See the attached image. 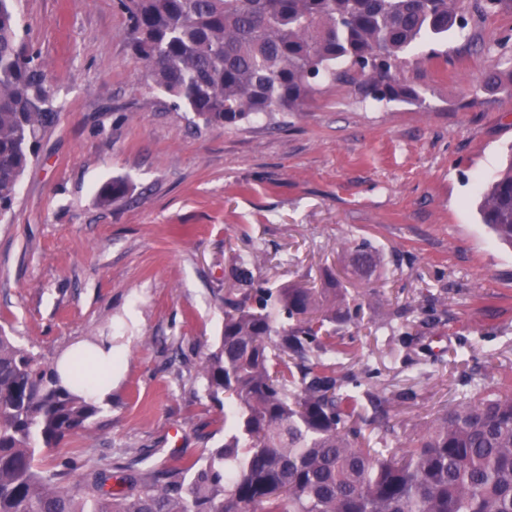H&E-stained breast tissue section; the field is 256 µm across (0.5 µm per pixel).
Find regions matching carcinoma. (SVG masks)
Segmentation results:
<instances>
[{
  "mask_svg": "<svg viewBox=\"0 0 512 512\" xmlns=\"http://www.w3.org/2000/svg\"><path fill=\"white\" fill-rule=\"evenodd\" d=\"M17 0H0V219L42 135L60 113L40 52L26 41ZM151 86L205 126L301 112L314 83L348 63L364 97L418 98L396 72L405 53L468 25L463 0H119ZM512 0H476L479 15ZM480 215L512 246V163L477 184ZM114 179L98 197H126ZM363 275L380 263L362 241ZM258 256L239 257L224 298V334L202 365L211 398L231 400L224 446L147 473L102 464L71 479L46 471L41 448L86 431L96 404L59 384L54 362L0 329V512H512V393H470L402 452L364 447L358 388L336 375L327 323L352 313L327 270L322 287H253ZM92 354L76 356L77 379Z\"/></svg>",
  "mask_w": 512,
  "mask_h": 512,
  "instance_id": "carcinoma-1",
  "label": "carcinoma"
}]
</instances>
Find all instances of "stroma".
<instances>
[{"instance_id":"stroma-1","label":"stroma","mask_w":512,"mask_h":512,"mask_svg":"<svg viewBox=\"0 0 512 512\" xmlns=\"http://www.w3.org/2000/svg\"><path fill=\"white\" fill-rule=\"evenodd\" d=\"M59 123L0 222V326L54 361L111 337L112 397L41 465L161 470L224 442V406L200 366L224 330L237 255L257 285L343 281L336 373L368 379L391 447L463 391L512 382V247L482 224L479 180L512 154V10L418 45L398 72L415 101L363 98L360 78L317 85L304 111L205 127L149 87L118 0H21ZM125 180L109 207L99 187ZM382 256L371 277L355 243ZM408 328L409 343L392 327Z\"/></svg>"}]
</instances>
